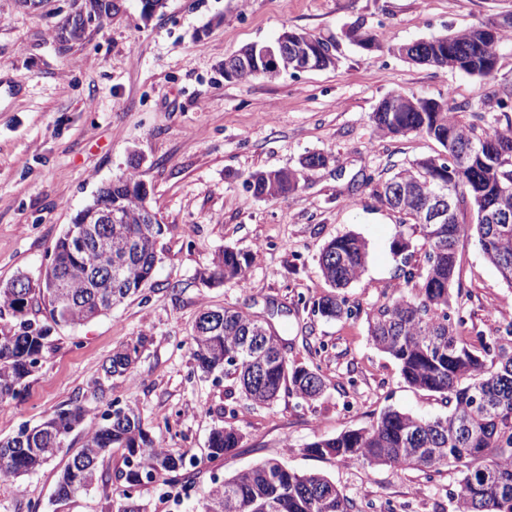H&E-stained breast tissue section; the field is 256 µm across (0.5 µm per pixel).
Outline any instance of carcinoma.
<instances>
[{"instance_id":"cac0c4a2","label":"carcinoma","mask_w":512,"mask_h":512,"mask_svg":"<svg viewBox=\"0 0 512 512\" xmlns=\"http://www.w3.org/2000/svg\"><path fill=\"white\" fill-rule=\"evenodd\" d=\"M495 19L413 45L430 65L469 76L493 80L497 73L485 68L491 53L503 54L512 42V28L493 36ZM82 17L68 14L60 28L65 43H79L86 34ZM299 37L305 47L315 46L320 68L334 65L330 44L308 33ZM435 100L411 95L384 98L371 120L388 136L418 134L437 141L444 154L420 160L395 172L389 179L374 181L362 176V185L372 196L404 216L393 241L400 256L398 293L367 315L372 343L393 358L409 385L435 393L448 412L422 418L394 408L384 410L371 425L344 431L334 437H318L305 452L318 458H333L346 464L389 466L420 472L426 480L452 466L457 471L449 493L451 512H512V322L505 334H465L468 319L453 292L458 248L473 238L482 253L512 288V223L489 224L486 208L499 197L500 187H512V123L474 112L453 96L436 110ZM460 153L448 148V135ZM329 157L314 152L300 169L259 171L250 176L249 188L260 198L286 196L296 191L307 171L327 165ZM455 182L454 207L444 224L426 222L428 194L440 182ZM139 182L119 177L98 191L93 202L75 216L78 224L98 223L97 213L112 208L122 214L112 225V253L98 249L95 237L79 244L64 234L54 243L51 261L33 281L25 274L16 282H34L22 300L15 289L0 286V319L14 324L0 329V407L9 406L26 389L27 379L52 348L54 328L77 326L112 310L138 292L128 285L149 273L156 260V230L141 220L137 200ZM473 211L475 221L463 220ZM136 245L135 256L125 263L127 241ZM424 252V263H412L415 249ZM367 243L358 235L338 236L323 247L319 258L330 291L313 301L311 312L326 319H351L360 307L349 302L345 289L364 272ZM125 263L120 280L99 279L106 263ZM252 256L240 250H222L208 280L223 282L246 277ZM44 308V320L29 317L33 299ZM219 319L192 335L194 372L202 376L220 372L241 397L256 406L274 402L280 392L305 401H315L327 389L319 369L281 357L282 338L275 326L262 335L267 324L242 311L224 308ZM138 336L113 352L102 366L105 377L128 374L144 347ZM79 405L54 412L33 428L0 440V480L13 482L32 474L59 453V443L84 420ZM89 435L57 481L55 498L67 502L86 494L109 478L99 469L101 456L112 448L125 450V470L118 479L117 512H148L135 499L143 485L177 481L194 483L185 460L157 443L143 428L131 408L114 409ZM245 435L227 423L214 428L208 439L210 461L228 459L242 447ZM200 512H363L357 503L320 473H298L275 459L239 470L221 483L208 486L198 500Z\"/></svg>"}]
</instances>
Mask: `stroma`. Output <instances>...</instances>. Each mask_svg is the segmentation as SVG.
Instances as JSON below:
<instances>
[{
  "label": "stroma",
  "instance_id": "1",
  "mask_svg": "<svg viewBox=\"0 0 512 512\" xmlns=\"http://www.w3.org/2000/svg\"><path fill=\"white\" fill-rule=\"evenodd\" d=\"M70 3L23 8L0 0V82L14 90L0 97V285L37 277L74 216L121 176L147 186L164 232L144 290L93 321L55 329L25 394L0 410V439L63 406L85 410L50 464L0 485V512H29L32 502L40 512H115L113 487L68 503L56 501L55 488L103 413L127 407L165 449L196 464L194 492L140 489L150 512H197L198 491L213 476L272 458L327 476L360 503L449 512L454 470L429 482L414 470L312 457L305 447L368 426L390 407L424 418L446 412L437 394L407 384L370 341L367 314L398 282L392 242L403 217L359 182L366 173L387 179L443 151L423 135L378 134L370 116L385 97L451 95L482 112L492 93L484 80L412 63L389 45L471 27L512 11V0H166L147 18L136 0H123L82 42L64 45L57 31ZM357 21L384 50H363L347 37ZM286 30L329 40L334 67L225 78V61L241 48ZM314 151L329 155L328 166L288 196L260 199L247 188L251 174L297 167ZM346 233L368 246L365 271L347 290L360 313L326 320L302 303L328 292L318 257ZM227 247L252 253L247 278L208 284L215 254ZM458 253L471 322L488 334L502 330L512 321V288L474 240L462 241ZM271 301L280 307L273 322L289 359L318 366L328 382L317 401L284 391L273 405L255 406L229 393L223 377L192 372L190 336L203 309L263 317ZM140 335L148 342L133 374L105 377L112 352ZM224 423L243 429L244 444L232 459L207 461L209 434Z\"/></svg>",
  "mask_w": 512,
  "mask_h": 512
}]
</instances>
